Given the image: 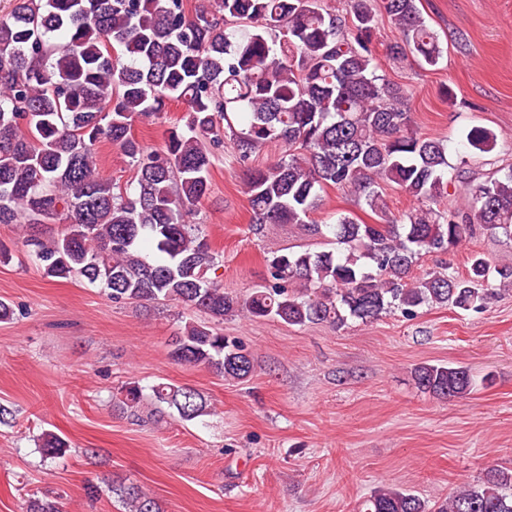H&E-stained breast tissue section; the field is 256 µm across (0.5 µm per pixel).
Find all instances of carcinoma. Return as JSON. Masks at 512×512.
<instances>
[{
  "mask_svg": "<svg viewBox=\"0 0 512 512\" xmlns=\"http://www.w3.org/2000/svg\"><path fill=\"white\" fill-rule=\"evenodd\" d=\"M382 9L404 35L387 46L389 57L411 53L437 65L443 49L417 0H382ZM377 30L373 0H347L342 14L324 0H213L193 16L185 0H13L0 18V224L26 225L25 246L48 277L85 279L116 303L176 301L217 321L244 313L341 328L423 307L484 309L490 275L512 285V267L493 270L474 256L464 277L412 271L420 256L447 252L478 228L512 237V169L468 183L467 209L445 206L448 145L414 131L410 90L377 74ZM172 101L185 105L184 126L169 131L162 151L145 149L132 136L133 116L159 115ZM226 138L242 162L269 143L281 147L276 162L246 178L255 233L307 223L327 186L361 195L381 223L342 214L307 223L341 250L275 256L247 297L224 291L218 255L186 217L210 189L209 145ZM466 140L481 153L497 144L484 127ZM102 142L130 159L134 192L100 175ZM381 181L418 207L389 217ZM143 243L155 260L143 257ZM170 355L226 380L252 374L249 356L208 322H186ZM414 379L438 399L473 389L462 367L423 364ZM120 395L129 412L143 400L134 381ZM151 400L183 421L210 411L208 398L185 385L155 384ZM39 448L55 459L67 442L45 431ZM106 487L127 512H161L134 484ZM23 512H62V503L33 493ZM364 512H512V470L491 468L433 506L382 487Z\"/></svg>",
  "mask_w": 512,
  "mask_h": 512,
  "instance_id": "obj_1",
  "label": "carcinoma"
}]
</instances>
